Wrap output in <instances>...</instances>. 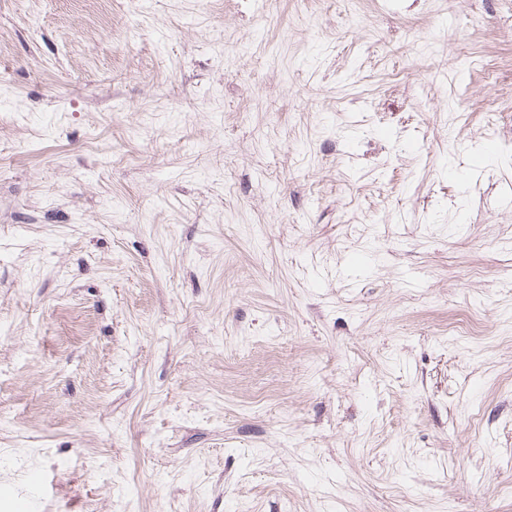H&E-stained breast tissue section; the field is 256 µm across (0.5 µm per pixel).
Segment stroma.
Segmentation results:
<instances>
[{"instance_id":"35a3bbf8","label":"stroma","mask_w":512,"mask_h":512,"mask_svg":"<svg viewBox=\"0 0 512 512\" xmlns=\"http://www.w3.org/2000/svg\"><path fill=\"white\" fill-rule=\"evenodd\" d=\"M0 512H512V0H0Z\"/></svg>"}]
</instances>
